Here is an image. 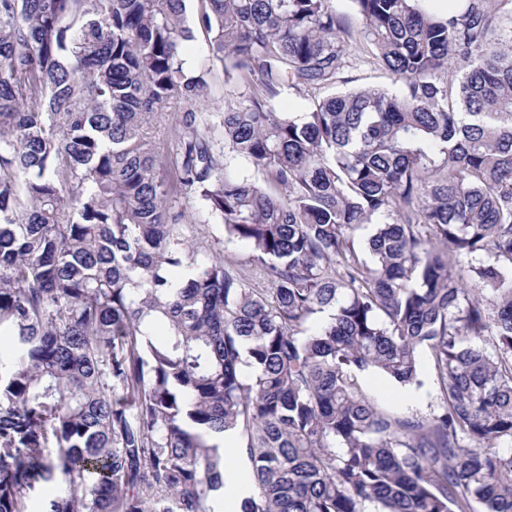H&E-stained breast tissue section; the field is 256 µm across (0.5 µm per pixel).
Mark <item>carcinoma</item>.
<instances>
[{"label":"carcinoma","mask_w":512,"mask_h":512,"mask_svg":"<svg viewBox=\"0 0 512 512\" xmlns=\"http://www.w3.org/2000/svg\"><path fill=\"white\" fill-rule=\"evenodd\" d=\"M350 2L207 0L236 90L163 127L185 0H0V512H225L229 431L235 512H512V0ZM361 62L399 90H336ZM423 350L438 411L362 389ZM172 204L175 211L185 213V218L181 219L184 231L202 251L214 255L218 253L232 255L245 265L251 282L256 286L261 285L262 276L259 267L249 263L252 253L250 247L244 242L224 240L222 225L203 213L201 202L193 193L176 195Z\"/></svg>","instance_id":"obj_1"}]
</instances>
